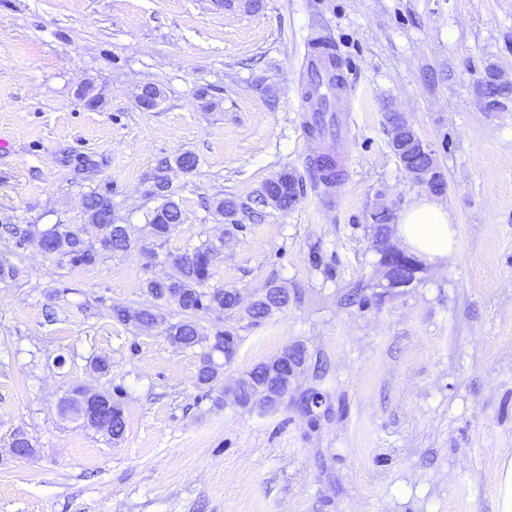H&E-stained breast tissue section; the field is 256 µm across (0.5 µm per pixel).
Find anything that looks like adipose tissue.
<instances>
[{"label": "adipose tissue", "instance_id": "ef3b65f1", "mask_svg": "<svg viewBox=\"0 0 512 512\" xmlns=\"http://www.w3.org/2000/svg\"><path fill=\"white\" fill-rule=\"evenodd\" d=\"M396 236L408 253L429 265L447 259L456 246L447 209L429 199L419 200L401 214Z\"/></svg>", "mask_w": 512, "mask_h": 512}]
</instances>
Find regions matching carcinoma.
I'll return each instance as SVG.
<instances>
[{"instance_id": "1", "label": "carcinoma", "mask_w": 512, "mask_h": 512, "mask_svg": "<svg viewBox=\"0 0 512 512\" xmlns=\"http://www.w3.org/2000/svg\"><path fill=\"white\" fill-rule=\"evenodd\" d=\"M176 165L184 172H191L197 166V158L191 153H184L174 159L165 161L153 177L148 195L162 200L150 214L149 226L153 237L159 241L166 240L169 235L182 223L185 214L181 204L175 200L167 171L171 165ZM296 190V182L289 173H284L278 180L270 182L266 187V198L275 201V206L286 210L291 206ZM112 211V187L102 191H92L84 197V212L87 223L98 229V246L88 243L84 237V229L72 224H54L40 230L34 224H8L6 230L12 237L14 246L24 249L32 242H38L39 247L48 251V257L72 267L94 265L101 252L111 254H126L136 247L128 228L123 224H103L99 218ZM223 239L214 242L206 240L192 250L171 257L172 274L163 280L148 279L144 283L147 294L157 301L173 302L184 314V319L171 324H165L164 317L158 311L155 303L131 305L112 303L106 313L109 319L122 324L138 327H163L166 339L180 348H193L207 337L200 333L195 318L200 314H210L232 310L238 304L237 293L224 289L212 288L209 281L212 278V267L217 257ZM23 271L13 264L0 263V282L24 285ZM290 296L288 289L271 285L253 304L249 313L252 322L260 323L272 310L288 306ZM235 343V336L227 329L218 328L212 335L209 352L202 355L197 372V384L206 392L213 390V385L221 377L222 365L213 358V353L224 352V346ZM265 364L260 363L252 368L247 375L238 381L235 388L239 402L249 403L255 395V383L261 380ZM110 396L113 410L110 411L104 430L109 437L119 439L126 428L124 410V391L121 387H110L103 391ZM97 393L82 386H76L69 391L60 406V414L65 416L76 412L82 405Z\"/></svg>"}]
</instances>
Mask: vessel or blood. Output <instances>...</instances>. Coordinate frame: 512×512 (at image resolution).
Returning a JSON list of instances; mask_svg holds the SVG:
<instances>
[{
  "label": "vessel or blood",
  "mask_w": 512,
  "mask_h": 512,
  "mask_svg": "<svg viewBox=\"0 0 512 512\" xmlns=\"http://www.w3.org/2000/svg\"><path fill=\"white\" fill-rule=\"evenodd\" d=\"M303 71L304 127L322 141L344 139L348 132L347 117L335 107L334 98L345 91L346 85L340 53L332 40L324 38L309 45Z\"/></svg>",
  "instance_id": "obj_1"
}]
</instances>
